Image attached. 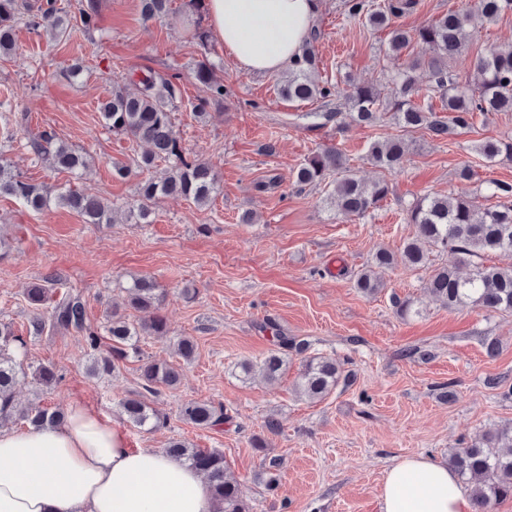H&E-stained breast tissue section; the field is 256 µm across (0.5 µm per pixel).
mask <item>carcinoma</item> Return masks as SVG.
Instances as JSON below:
<instances>
[{
  "instance_id": "cac0c4a2",
  "label": "carcinoma",
  "mask_w": 512,
  "mask_h": 512,
  "mask_svg": "<svg viewBox=\"0 0 512 512\" xmlns=\"http://www.w3.org/2000/svg\"><path fill=\"white\" fill-rule=\"evenodd\" d=\"M172 0H139V12L146 20H161L172 12ZM417 0H383L374 5L370 0H343L344 11L351 19H363L378 30L387 31V52L400 56L412 45H425L431 50L427 58L416 57L399 68L390 78L392 93L383 95L373 84L350 83L342 88L337 83L319 82L313 78L318 67L315 44L321 31L314 29L300 60L288 71V79L277 82L279 95L290 101H319L328 106L333 98L345 100L347 111L311 112L309 116L324 125L334 119H348L358 125L376 127L390 117L405 131L424 129L436 138H446L474 127L478 117L495 112H512V44L491 46L481 53L474 64V79L461 83L450 65L470 42L471 32L483 23L496 21L512 12V0H474L470 10L460 13L450 10L428 24L410 32L395 25V20L412 12ZM186 11L195 15L193 39L203 53L209 51V32L203 26V0H185ZM27 25L37 30L51 28L58 38L69 36L67 15L59 14L49 0L47 7L33 13L20 0H0V55L15 51L14 27L21 15ZM428 68L433 84L427 98L439 99V106L422 104L416 72ZM194 77L208 96L198 100L194 110L201 113L212 101L224 100V83L213 76L208 61H200ZM138 85L137 92L128 91L127 83ZM178 89L172 78L146 70L141 76L129 74L112 83V94L101 102V116L113 134L146 143L150 150L140 156L137 167L150 170L156 162L168 163L161 177L142 179L137 186L138 204L130 216L147 222L152 203L164 196L181 197L198 206L213 197L218 174L207 162L190 157L175 130L173 109ZM6 135L21 130L27 146L37 159L49 167L82 175L88 167L85 153L57 140L46 130L29 131V115L13 113V120L0 126ZM476 151L486 160L512 161V140H485ZM408 144L400 137H389L371 145L368 160L390 174L402 171ZM472 170L464 165L456 172L457 187L447 194H429L416 199L408 208V223L415 225V238L407 241L400 253L381 248L373 256L372 268L356 279L359 290L367 295L379 291L380 282L374 268L386 267L399 260L411 267L426 263L427 250L440 249L448 260L434 268L426 288L448 308L473 307L488 312H512V265H484L477 258L487 253L512 254V185L489 182L491 195L499 198L496 205L479 207L472 196ZM299 188L324 184L330 187L328 197L346 217H361L388 199L393 186L386 178L366 183L351 171L348 159L339 150L327 148L311 153L294 173ZM0 197L21 201L27 208L40 212L54 204L77 213L86 224H109L111 206L101 197L82 188H63L53 193L36 184L0 159ZM469 264L472 272L462 277L461 265ZM55 283L44 280L27 291V298L37 309L30 332L35 336L44 330H63L84 336L90 350L89 374L98 376L115 371L120 363L137 353L143 337L165 336L167 323L162 314L165 295L149 277L134 279L128 287V306L140 313L130 322L112 313L108 332L112 346L106 353L98 351L99 338L87 323L86 306L78 293H67L51 306L50 312H39L48 300ZM279 350L270 353L261 363L244 360L238 364L242 378L248 380L255 371L274 383L288 370L292 356L300 358L296 381L297 393L310 400H322L332 394L343 376L341 365L334 358L309 354L310 343L286 336L277 337ZM176 352L185 362L196 353V343L189 336L176 340ZM27 346L12 325L0 322V422L20 420L31 428L55 426L64 422L65 415L40 406L21 407L15 387L22 373L21 358ZM179 368L166 361H148L141 368V390L121 402L127 420L137 428L160 427L165 419L151 407L152 398L160 390L176 387ZM181 418L200 428H212L224 423V407L209 400L193 401L181 408ZM168 452L192 465L205 475L217 512H250L237 482L227 477L224 456L215 451L191 448L183 441L170 443ZM448 467L471 486L473 512H491L497 502L512 497V427L488 433L482 440L454 449L448 456Z\"/></svg>"
}]
</instances>
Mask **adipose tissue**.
I'll return each mask as SVG.
<instances>
[{
	"label": "adipose tissue",
	"instance_id": "adipose-tissue-1",
	"mask_svg": "<svg viewBox=\"0 0 512 512\" xmlns=\"http://www.w3.org/2000/svg\"><path fill=\"white\" fill-rule=\"evenodd\" d=\"M207 26L238 68L273 74L294 65L319 0H205ZM382 512H466L446 466L399 460L380 489ZM208 485L157 448L133 450L123 433L74 408L63 425L0 430V512H214Z\"/></svg>",
	"mask_w": 512,
	"mask_h": 512
}]
</instances>
